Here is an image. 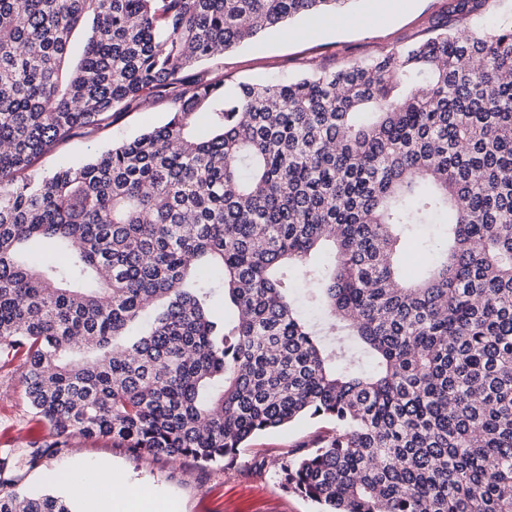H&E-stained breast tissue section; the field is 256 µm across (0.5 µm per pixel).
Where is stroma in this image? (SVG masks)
<instances>
[{
  "mask_svg": "<svg viewBox=\"0 0 512 512\" xmlns=\"http://www.w3.org/2000/svg\"><path fill=\"white\" fill-rule=\"evenodd\" d=\"M448 0H353L350 12L364 14L363 29L344 26L340 16L310 22L301 18L285 27L260 34L250 43L207 63L210 74L225 81L262 82L300 75L307 65L329 70L349 66L425 37ZM175 105L150 99L115 115L113 124L91 138L74 137L42 155L35 170L49 173L62 165L81 164L113 143L134 137L166 121ZM434 227L421 225L399 252L408 277L419 276L429 259ZM314 428L300 422L255 438L231 469L202 466L190 459H138L111 441L72 438L69 448L28 466L31 441L49 438L48 427L34 417L25 395L24 370L18 361L0 360V459L23 477L31 489L50 488L69 495L66 476L95 470L99 476L117 472L127 484L152 487L169 512H314L313 505L281 490L263 466V454L301 443Z\"/></svg>",
  "mask_w": 512,
  "mask_h": 512,
  "instance_id": "1",
  "label": "stroma"
}]
</instances>
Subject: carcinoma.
I'll use <instances>...</instances> for the list:
<instances>
[{"label": "carcinoma", "instance_id": "cac0c4a2", "mask_svg": "<svg viewBox=\"0 0 512 512\" xmlns=\"http://www.w3.org/2000/svg\"><path fill=\"white\" fill-rule=\"evenodd\" d=\"M349 2L0 0V359L52 433L29 467L79 433L227 469L309 420L263 464L316 512H512V25L448 0L366 62L189 75ZM156 97L179 103L165 124L32 169ZM419 224L453 245L408 285L395 254ZM21 481L1 459L0 512H74Z\"/></svg>", "mask_w": 512, "mask_h": 512}]
</instances>
